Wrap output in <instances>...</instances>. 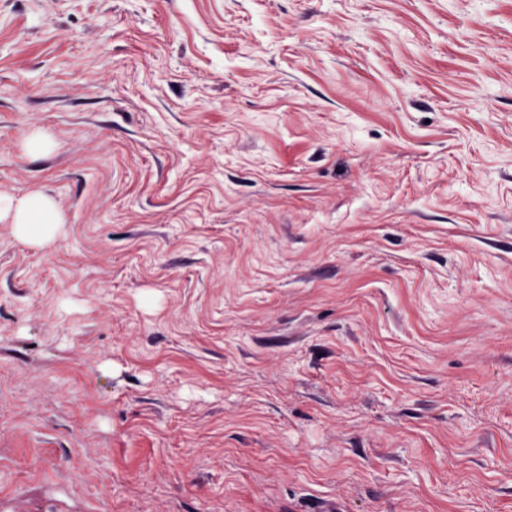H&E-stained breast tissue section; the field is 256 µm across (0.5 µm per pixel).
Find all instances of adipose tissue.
Returning <instances> with one entry per match:
<instances>
[{
    "label": "adipose tissue",
    "instance_id": "ef3b65f1",
    "mask_svg": "<svg viewBox=\"0 0 512 512\" xmlns=\"http://www.w3.org/2000/svg\"><path fill=\"white\" fill-rule=\"evenodd\" d=\"M0 222L31 246L54 243L64 232L65 217L54 200L42 192L22 196L0 195Z\"/></svg>",
    "mask_w": 512,
    "mask_h": 512
}]
</instances>
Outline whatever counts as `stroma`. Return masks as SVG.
Listing matches in <instances>:
<instances>
[{"label": "stroma", "instance_id": "obj_1", "mask_svg": "<svg viewBox=\"0 0 512 512\" xmlns=\"http://www.w3.org/2000/svg\"><path fill=\"white\" fill-rule=\"evenodd\" d=\"M32 190L0 504L512 512V0H0ZM0 222L11 224L14 236L31 246L54 243L64 232L65 217L43 192L23 196L0 195Z\"/></svg>", "mask_w": 512, "mask_h": 512}]
</instances>
